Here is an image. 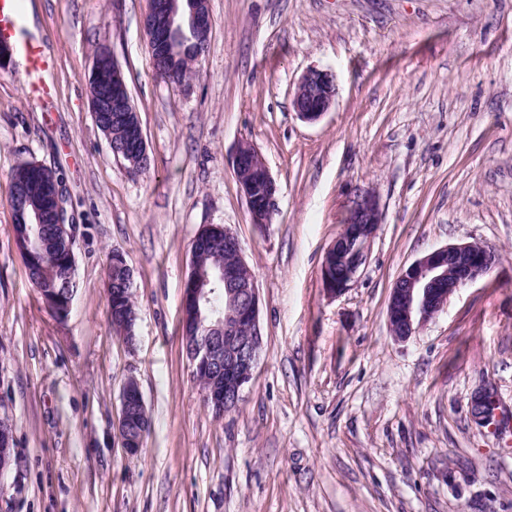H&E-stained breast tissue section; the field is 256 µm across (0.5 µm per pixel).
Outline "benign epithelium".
<instances>
[{"mask_svg":"<svg viewBox=\"0 0 512 512\" xmlns=\"http://www.w3.org/2000/svg\"><path fill=\"white\" fill-rule=\"evenodd\" d=\"M195 7L189 11L188 26L169 11L168 0H154L150 17L144 20L152 59L171 54L172 34L189 31L200 38L209 33L212 20L209 12L192 0ZM90 87L95 90L112 84V98L91 96L95 121L107 119L109 112L136 111L122 68L112 52L104 49L94 60L88 75ZM337 85L335 75L328 69L311 68L299 79L293 94L295 112L307 122H315L335 103ZM253 160L258 169L264 191L255 193L254 184L239 182L250 212L252 223L268 224L275 207L277 187L261 154L250 143L240 142L231 159L233 169ZM382 213L377 196L372 192L358 195L349 209L342 232L329 247L322 263V281L325 291L337 296L355 281L368 259L371 240ZM16 219L22 224H54L71 264L76 271L73 241L75 225L66 223L62 187L55 184L42 208L30 215L19 207ZM498 255L487 246L471 243L447 245L418 258L398 275L391 289L387 305V322L394 339L405 341L417 329L442 310L448 299L462 286L485 277L497 265ZM240 264L224 267L218 280L224 284V294L233 311L224 315L202 313L203 289L198 287L195 264H190L182 296V327H190L184 337L186 356L191 372L210 377L211 385L203 391L205 403L225 412L237 407L245 386L251 381L260 359L262 334L259 326V292L255 277L242 275ZM42 299L54 317L67 320L71 301L59 295L54 288L41 292ZM145 403L137 381L127 380L121 393L119 420L133 414H142ZM124 451L130 455L142 449V437L137 431L124 430L121 437ZM12 426L0 421V480L14 461Z\"/></svg>","mask_w":512,"mask_h":512,"instance_id":"benign-epithelium-1","label":"benign epithelium"}]
</instances>
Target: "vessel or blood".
Returning a JSON list of instances; mask_svg holds the SVG:
<instances>
[{"label": "vessel or blood", "instance_id": "vessel-or-blood-1", "mask_svg": "<svg viewBox=\"0 0 512 512\" xmlns=\"http://www.w3.org/2000/svg\"><path fill=\"white\" fill-rule=\"evenodd\" d=\"M0 46L22 58L23 84L26 90L35 89L50 60L41 40L23 27L17 0H0Z\"/></svg>", "mask_w": 512, "mask_h": 512}]
</instances>
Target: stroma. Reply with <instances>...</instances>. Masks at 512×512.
Wrapping results in <instances>:
<instances>
[{"instance_id": "1", "label": "stroma", "mask_w": 512, "mask_h": 512, "mask_svg": "<svg viewBox=\"0 0 512 512\" xmlns=\"http://www.w3.org/2000/svg\"><path fill=\"white\" fill-rule=\"evenodd\" d=\"M149 0H22L53 65L26 95L0 65V419L16 462L0 512H512V0H208L189 86L155 71ZM118 60L147 170L117 158L90 108L100 47ZM334 106L302 120L309 68ZM255 146L277 186L252 224L231 165ZM62 182L76 292L57 322L32 287L8 204L22 163ZM382 222L343 294L324 255L353 198ZM237 235L259 288L263 350L239 407L205 406L182 349L181 299L203 227ZM477 242L497 266L406 341L389 333L400 271ZM133 270L135 341L112 329L107 266ZM136 379L151 429L126 454L120 393ZM493 393L503 421L479 425ZM336 95L335 75L328 69L311 68L296 85L293 108L303 120L315 122L332 108Z\"/></svg>"}]
</instances>
